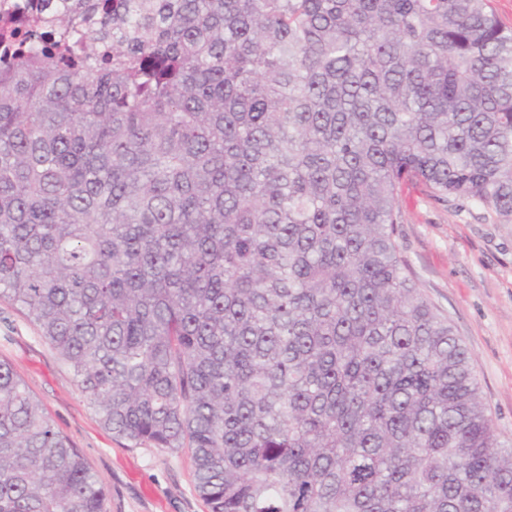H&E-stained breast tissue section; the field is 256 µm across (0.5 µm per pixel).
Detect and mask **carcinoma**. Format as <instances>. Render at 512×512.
<instances>
[{"instance_id": "carcinoma-1", "label": "carcinoma", "mask_w": 512, "mask_h": 512, "mask_svg": "<svg viewBox=\"0 0 512 512\" xmlns=\"http://www.w3.org/2000/svg\"><path fill=\"white\" fill-rule=\"evenodd\" d=\"M512 223L490 0H31L0 34V297L209 512H512L403 186ZM0 360V512H107Z\"/></svg>"}]
</instances>
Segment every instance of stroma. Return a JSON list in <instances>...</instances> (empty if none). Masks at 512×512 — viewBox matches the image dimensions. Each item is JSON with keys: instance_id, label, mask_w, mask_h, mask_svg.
<instances>
[{"instance_id": "obj_1", "label": "stroma", "mask_w": 512, "mask_h": 512, "mask_svg": "<svg viewBox=\"0 0 512 512\" xmlns=\"http://www.w3.org/2000/svg\"><path fill=\"white\" fill-rule=\"evenodd\" d=\"M397 240L412 277L467 347L501 441L512 442V224L422 186L399 198ZM0 359L9 361L84 455L107 491V512H208L190 451L132 446L99 423L37 327L0 298Z\"/></svg>"}]
</instances>
